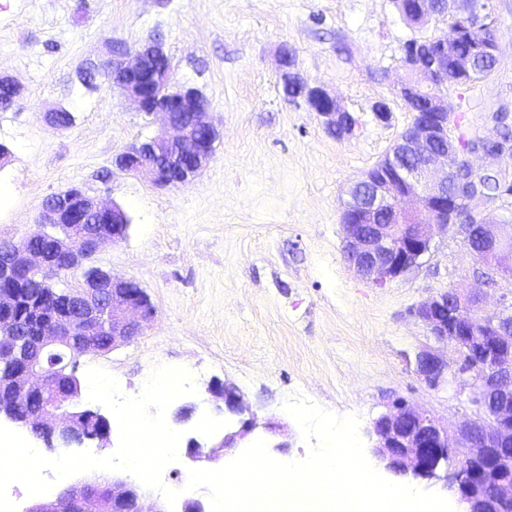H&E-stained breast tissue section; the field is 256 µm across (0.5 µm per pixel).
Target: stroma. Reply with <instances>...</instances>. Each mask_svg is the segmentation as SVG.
I'll use <instances>...</instances> for the list:
<instances>
[{
	"label": "stroma",
	"mask_w": 512,
	"mask_h": 512,
	"mask_svg": "<svg viewBox=\"0 0 512 512\" xmlns=\"http://www.w3.org/2000/svg\"><path fill=\"white\" fill-rule=\"evenodd\" d=\"M500 42L497 69L448 100L479 128L512 87V0H492ZM413 34L393 0H0V76L21 86L0 112V243L35 231L49 195L77 186L123 205L126 239L101 246L94 266L135 280L157 309L129 342L80 359L107 370L138 394L153 364L183 366L197 393L184 437L221 436L209 385L234 383L250 413L281 423L291 436L287 460L306 445L284 400L300 391L340 415L360 417V436L396 398L433 412L449 428L475 418L465 394L429 386L416 355L436 347L414 316L422 300L456 286L477 291L484 309L512 292V277L480 283L479 261L455 231L437 235L420 265L383 288L349 269L341 222L349 185L384 157L412 116L394 88L405 71L402 46ZM159 40L179 79L209 101L217 129L214 157L191 183L158 187L120 173L115 157L161 117H145L105 79L86 86V68L115 47ZM289 50L308 83L335 94L360 120L339 139L317 113L282 92L280 57ZM387 102L382 123L371 109ZM74 115L51 128L47 112ZM209 421L208 432L199 425Z\"/></svg>",
	"instance_id": "35a3bbf8"
}]
</instances>
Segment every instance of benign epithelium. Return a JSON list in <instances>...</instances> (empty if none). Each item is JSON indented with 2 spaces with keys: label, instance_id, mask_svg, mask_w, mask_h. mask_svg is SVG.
Segmentation results:
<instances>
[{
  "label": "benign epithelium",
  "instance_id": "1",
  "mask_svg": "<svg viewBox=\"0 0 512 512\" xmlns=\"http://www.w3.org/2000/svg\"><path fill=\"white\" fill-rule=\"evenodd\" d=\"M400 14L413 20L432 15L461 20L488 35L480 55L486 59L497 54L496 21L479 22L474 0H397ZM460 30H448L437 42L423 39L406 41L402 50L410 59L409 75L396 86V94L415 98L430 87L441 88L431 99V111L421 117L411 131L397 139L388 159V170L373 176L364 173L346 191L342 226L346 242V260L354 273L376 288H383L419 265L431 250L436 235L452 226L463 241L470 238V225L461 220L456 209L462 181L449 168V158L458 147L448 140V75L472 70L478 57L459 52ZM289 56L282 55L281 81L295 87L296 96L309 110L323 118L326 130L345 138L359 128V119L341 106L336 96L320 86H312L288 71ZM104 76L120 88L147 115H159L165 130L146 135L121 153L116 167L125 173L143 176L154 184L178 185L195 179L214 154L216 129L208 119L209 104L196 87L175 78L171 62L157 42L121 53L104 70ZM0 110L12 107L19 86L0 77ZM417 200L407 209L403 203ZM403 215L414 214L419 224H381L377 213L387 205ZM481 225L478 251L485 268V284L490 276L512 272V226L499 219L494 210L473 212ZM37 223L41 230L17 242L0 247V280L23 273L38 280H51L66 271L77 270L106 242L124 236L108 232L104 225L130 223L127 212L116 204L108 205L78 187L54 193L44 201ZM63 225L59 236L49 228ZM23 296L13 288L0 285V358L15 366L12 377L0 384L12 403L43 398L23 425L30 428L46 447L57 444L67 448L90 439L103 440L111 427L109 419L98 411L80 408L81 387L65 368L50 365L47 358L66 351L75 357L98 350L97 335L107 317H112V346L122 345L138 335L151 322L156 308L134 280L117 278L94 269L78 289L63 292L52 306L36 296L29 298L36 340L28 351L18 346L24 327L16 325L14 311ZM477 294L463 296L454 287L427 298L415 309V315L438 343L451 344L456 353L449 365L435 350H421L416 359L417 373L431 386L453 385L466 376L472 378L470 402L478 417L459 427L455 436L448 424L433 413L422 411L398 398L373 422L371 452L383 468L412 481L441 482L453 491L463 512H489L479 505L485 500L477 477L484 470L507 467L508 459L499 455L504 445H512V297L504 293L497 307L483 314L480 322L473 316L480 307ZM215 402L222 403L229 427L220 437L206 442L191 437L184 448L190 467L217 463L228 448L251 443L261 428L269 434L267 445L272 455L283 454L290 444L277 440L278 426L261 422L250 415L244 395L235 385L217 380L209 387ZM91 414L101 427L89 433L84 418ZM86 483L38 501L25 512H87ZM140 486L114 479L108 486L112 512H143Z\"/></svg>",
  "mask_w": 512,
  "mask_h": 512
}]
</instances>
